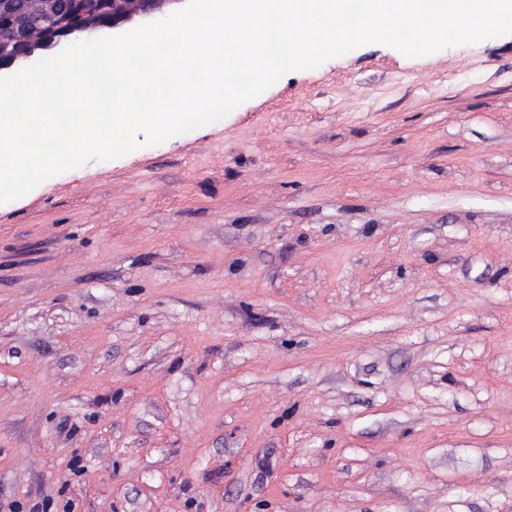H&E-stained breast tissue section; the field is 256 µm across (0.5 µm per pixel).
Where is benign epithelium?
Listing matches in <instances>:
<instances>
[{
  "instance_id": "obj_1",
  "label": "benign epithelium",
  "mask_w": 512,
  "mask_h": 512,
  "mask_svg": "<svg viewBox=\"0 0 512 512\" xmlns=\"http://www.w3.org/2000/svg\"><path fill=\"white\" fill-rule=\"evenodd\" d=\"M185 0H96L112 14L110 29L119 30L139 20L164 13L169 6ZM60 0H22V10L31 19L21 40L0 31V72L37 59L35 46L45 43L51 34H67L80 29L78 14L59 9Z\"/></svg>"
}]
</instances>
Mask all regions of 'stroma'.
<instances>
[{"label": "stroma", "instance_id": "1", "mask_svg": "<svg viewBox=\"0 0 512 512\" xmlns=\"http://www.w3.org/2000/svg\"><path fill=\"white\" fill-rule=\"evenodd\" d=\"M512 512V35L368 44L0 204V512Z\"/></svg>", "mask_w": 512, "mask_h": 512}]
</instances>
